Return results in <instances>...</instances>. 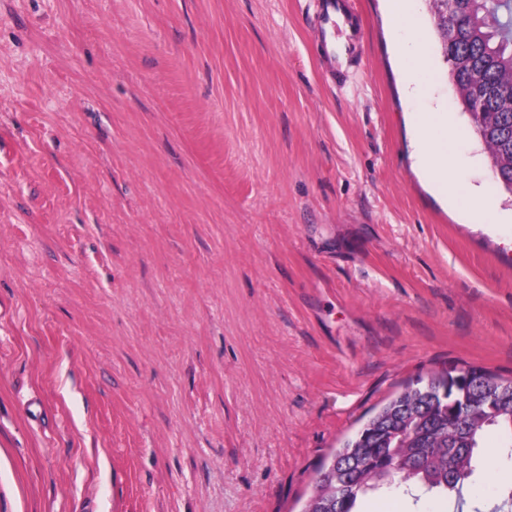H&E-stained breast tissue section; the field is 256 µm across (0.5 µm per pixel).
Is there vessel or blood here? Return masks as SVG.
<instances>
[{
	"label": "vessel or blood",
	"instance_id": "b4317fda",
	"mask_svg": "<svg viewBox=\"0 0 512 512\" xmlns=\"http://www.w3.org/2000/svg\"><path fill=\"white\" fill-rule=\"evenodd\" d=\"M362 27L355 0H320L318 36L327 75L343 78L356 63Z\"/></svg>",
	"mask_w": 512,
	"mask_h": 512
}]
</instances>
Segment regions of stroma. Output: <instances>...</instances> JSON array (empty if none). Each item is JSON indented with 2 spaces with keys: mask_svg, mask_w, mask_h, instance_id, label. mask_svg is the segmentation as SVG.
Wrapping results in <instances>:
<instances>
[{
  "mask_svg": "<svg viewBox=\"0 0 512 512\" xmlns=\"http://www.w3.org/2000/svg\"><path fill=\"white\" fill-rule=\"evenodd\" d=\"M357 2L339 85L317 0H0V512H301L410 382L512 377V194L425 0ZM400 56L404 62L405 70L416 77L430 69V62L419 45L409 48L401 44ZM415 125L420 159L427 166H430L433 161L442 163L441 166L433 168V173L438 177L436 186L440 194L448 199V191L452 192V186L448 184V143L456 138L454 133L448 131V117L441 114L421 113L416 116ZM438 128L443 129L445 134L435 137L432 131ZM451 195L456 199L453 192Z\"/></svg>",
  "mask_w": 512,
  "mask_h": 512,
  "instance_id": "1",
  "label": "stroma"
}]
</instances>
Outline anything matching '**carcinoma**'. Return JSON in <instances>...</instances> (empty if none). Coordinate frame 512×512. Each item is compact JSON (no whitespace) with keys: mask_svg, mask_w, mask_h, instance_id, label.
Segmentation results:
<instances>
[{"mask_svg":"<svg viewBox=\"0 0 512 512\" xmlns=\"http://www.w3.org/2000/svg\"><path fill=\"white\" fill-rule=\"evenodd\" d=\"M430 23L448 64V79L472 130L487 150L496 181L512 192V112L493 97L512 86V0H429ZM484 78V108L474 105L470 71ZM471 410L456 411L462 395ZM512 449V377L478 366L448 369L406 386L380 407L319 469L303 512H331L336 487L353 485L345 512H360L371 495L395 487L418 504L424 497L456 495L467 505L486 440Z\"/></svg>","mask_w":512,"mask_h":512,"instance_id":"1","label":"carcinoma"}]
</instances>
